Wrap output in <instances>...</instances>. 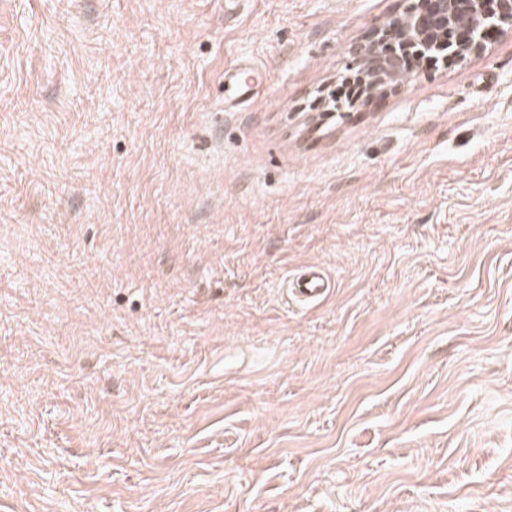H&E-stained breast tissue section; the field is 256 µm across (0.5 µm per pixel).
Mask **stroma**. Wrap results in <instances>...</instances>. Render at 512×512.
Returning <instances> with one entry per match:
<instances>
[{"label": "stroma", "instance_id": "stroma-1", "mask_svg": "<svg viewBox=\"0 0 512 512\" xmlns=\"http://www.w3.org/2000/svg\"><path fill=\"white\" fill-rule=\"evenodd\" d=\"M405 6L0 0V512H512V32L323 109ZM291 294L303 302H316L328 294L322 275L315 267H310L302 274L292 276Z\"/></svg>", "mask_w": 512, "mask_h": 512}]
</instances>
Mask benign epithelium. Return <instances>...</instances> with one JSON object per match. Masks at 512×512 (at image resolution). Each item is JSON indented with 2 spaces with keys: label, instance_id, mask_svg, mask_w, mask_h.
Here are the masks:
<instances>
[{
  "label": "benign epithelium",
  "instance_id": "benign-epithelium-1",
  "mask_svg": "<svg viewBox=\"0 0 512 512\" xmlns=\"http://www.w3.org/2000/svg\"><path fill=\"white\" fill-rule=\"evenodd\" d=\"M407 0L398 16L374 30L353 51L351 68L382 89L412 74L411 61L434 45L455 44L444 58L478 52L488 31H512V0Z\"/></svg>",
  "mask_w": 512,
  "mask_h": 512
}]
</instances>
